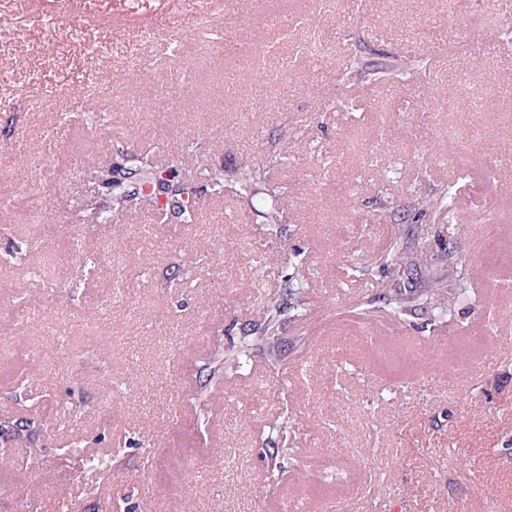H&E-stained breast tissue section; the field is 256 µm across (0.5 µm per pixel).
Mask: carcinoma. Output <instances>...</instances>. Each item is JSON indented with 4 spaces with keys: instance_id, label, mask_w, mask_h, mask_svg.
<instances>
[{
    "instance_id": "carcinoma-1",
    "label": "carcinoma",
    "mask_w": 512,
    "mask_h": 512,
    "mask_svg": "<svg viewBox=\"0 0 512 512\" xmlns=\"http://www.w3.org/2000/svg\"><path fill=\"white\" fill-rule=\"evenodd\" d=\"M370 69L375 76L388 81L401 74L412 70V64L393 60L390 62H366L364 58L353 53L347 58V69ZM137 164L124 171L123 177H113L112 167L91 164L81 171L82 181L97 190H103L110 197L112 209L131 216L136 213L137 206L146 204L151 206L164 216H173L180 219L183 224H194L198 220V190L192 179L182 177L178 169L169 166L164 167L153 158L145 155L136 158ZM269 182V171L265 167L257 165L249 159H244L241 164L238 177L232 181L224 180V172L214 170L209 174V193L213 198H223L232 195L242 198L250 192L252 186L258 183ZM271 202L263 211L264 223L277 226L286 223L284 209L280 206V195L283 191L278 188L270 190ZM420 213H435L439 210L451 213V199L448 193L423 199L418 203ZM386 265L399 266L407 262L422 264L430 271L427 286L417 296L413 297L414 306H441L451 309L453 302L466 288L464 278L457 279L456 292L448 291L444 280L432 274L433 259L421 254L411 257L403 250L397 239L390 241L389 247L382 256ZM304 275L299 273L284 281L283 295L285 300L274 302L267 307L264 322L253 330V337L243 342L240 347H230L224 353V368L237 369L240 367L243 357L250 354L253 349H261L265 353L267 361L275 364L282 356L281 342L273 341L272 337L281 333L285 321L290 314L305 304L302 280Z\"/></svg>"
}]
</instances>
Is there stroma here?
I'll return each instance as SVG.
<instances>
[{
	"label": "stroma",
	"instance_id": "obj_1",
	"mask_svg": "<svg viewBox=\"0 0 512 512\" xmlns=\"http://www.w3.org/2000/svg\"><path fill=\"white\" fill-rule=\"evenodd\" d=\"M507 2L491 27L448 0H217L253 43L227 58L187 29L205 0H0V424L25 423L0 427V512H57L61 489L72 512H512V293L476 286L512 270ZM360 47L425 71L347 72ZM90 84L94 112L74 94ZM144 151L202 193L206 170L273 163L281 235L262 218L269 184L190 225L86 223L82 167ZM447 187L462 222L413 236L418 201ZM403 230L455 247L470 288L450 314L384 304L393 284L420 288L380 260ZM300 271L281 362L255 352L206 378ZM49 326L55 357L25 375ZM73 441L113 453L107 481L63 456Z\"/></svg>",
	"mask_w": 512,
	"mask_h": 512
}]
</instances>
